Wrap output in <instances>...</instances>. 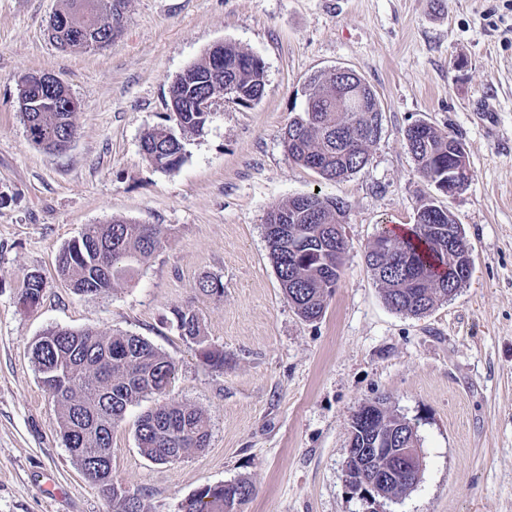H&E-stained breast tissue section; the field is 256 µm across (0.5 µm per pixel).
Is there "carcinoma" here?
I'll return each mask as SVG.
<instances>
[{"label": "carcinoma", "instance_id": "obj_1", "mask_svg": "<svg viewBox=\"0 0 512 512\" xmlns=\"http://www.w3.org/2000/svg\"><path fill=\"white\" fill-rule=\"evenodd\" d=\"M126 0H62L58 13L67 22L63 39L67 48L90 51L85 37H107L108 28L99 26L102 14L112 8L124 9ZM222 65L214 73L216 62L211 53L202 61L177 75L185 103L201 96L215 97L229 82L237 86L244 106L257 104L265 92V69L252 62L247 53L225 43L221 47ZM306 88L314 96L313 112L300 110L288 121V137L282 138L284 150L295 163L313 171L321 179L336 181L358 172L369 161L368 122H382L379 98L372 87L362 83L363 96L374 109L367 117L357 101H348L338 111L332 101L323 98L322 78L312 74ZM31 108L22 113L27 136L36 146L51 152L59 141L77 133L75 113L67 110V92L50 90L40 83L30 89ZM179 132L169 127L147 131L141 139L144 158H152L154 167L171 171L185 160L182 136L200 134L208 119L203 112L176 106ZM404 140L418 173L432 183L448 180L454 167L453 155L465 154L462 143L452 134L426 122H418L404 131ZM319 208V216L307 219L294 200L272 206L268 216L288 215L281 231L269 245L270 258L288 300L306 321L323 316L330 283L341 277L332 268L336 250V199L318 193L308 195ZM167 232L160 224H138L124 218H112L106 224H88L80 235L60 251L57 275L76 294L87 288L105 293L115 283L133 277L138 267L163 248ZM396 251L376 259L365 254L371 275L377 278L386 303L394 310L414 316L434 308L441 300L465 286L457 267L448 255V247L463 250L468 246L462 225L455 224L453 241L439 236L437 226L414 223L402 235L395 236ZM181 335L199 347L201 362L213 370L224 369V350L213 346L202 335L199 317L191 308L173 310ZM32 362L48 386L67 384L62 399L60 433L66 448L73 453L80 469L94 465L92 456L99 448L112 449V435L124 419L128 407L149 396H162L171 384L176 367L146 339L133 334L107 336L85 328L46 329L31 344ZM376 426L383 434L403 436L400 444L418 440L405 429L400 417L385 408V399L375 400ZM135 438L141 452L156 463L166 464L192 449L208 445L209 421L198 408L180 403H162L142 414L136 421ZM421 468L410 470L403 480L388 491L399 496L419 481ZM254 494L246 480L207 486L185 501L182 512H235V507Z\"/></svg>", "mask_w": 512, "mask_h": 512}]
</instances>
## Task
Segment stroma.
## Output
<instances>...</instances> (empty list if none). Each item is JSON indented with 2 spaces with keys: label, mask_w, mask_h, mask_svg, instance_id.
<instances>
[{
  "label": "stroma",
  "mask_w": 512,
  "mask_h": 512,
  "mask_svg": "<svg viewBox=\"0 0 512 512\" xmlns=\"http://www.w3.org/2000/svg\"><path fill=\"white\" fill-rule=\"evenodd\" d=\"M61 0H0V512H112L65 447L60 409L30 345L50 327L145 338L176 365L162 400L209 420L207 447L158 464L134 424L160 398L129 406L112 438V481L146 512H181L208 485L250 481L238 512H362L344 484L353 412L384 395L415 425L417 486L385 512H512V0H126L108 47L63 50L46 25ZM266 66L261 101H218L186 160L163 172L141 138L165 125L168 87L213 45ZM356 71L381 102L367 165L325 181L285 153L282 133L310 74ZM61 78L80 104L77 136L59 155L32 144L19 112L26 74ZM423 120L463 144L473 178L440 196L421 177L403 132ZM321 191L347 205L343 273L324 315L303 320L269 255V208ZM438 197L463 225L474 269L420 316L389 307L365 263L384 228L413 223ZM168 230L131 281L80 296L56 257L84 225L112 217ZM41 274L40 304L21 305ZM224 284L220 297L198 289ZM191 307L215 371L176 328Z\"/></svg>",
  "instance_id": "stroma-1"
}]
</instances>
